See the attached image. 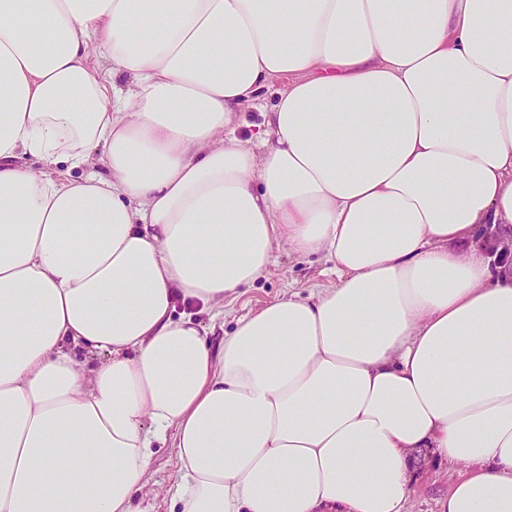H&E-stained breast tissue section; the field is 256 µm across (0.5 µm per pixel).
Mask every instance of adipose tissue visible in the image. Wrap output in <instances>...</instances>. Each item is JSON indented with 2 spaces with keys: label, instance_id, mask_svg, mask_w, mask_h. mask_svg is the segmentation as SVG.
I'll return each instance as SVG.
<instances>
[{
  "label": "adipose tissue",
  "instance_id": "obj_1",
  "mask_svg": "<svg viewBox=\"0 0 512 512\" xmlns=\"http://www.w3.org/2000/svg\"><path fill=\"white\" fill-rule=\"evenodd\" d=\"M510 240L512 0H0V512H512ZM265 104L267 105V111L256 108L248 107L242 113V124L237 130V135L242 139H250L257 131V126L262 124L265 117L262 112H269V107L272 105L274 95L270 92H265ZM330 267L331 264L321 256L288 257V251L282 250L279 263L271 267L255 285L241 289L233 303L225 307L228 313L224 320L215 321V330L210 339L217 344L224 334L231 333L236 317L274 298L288 295V290L304 295L309 288H326L334 284L336 277L330 272ZM155 448V455L150 469L149 487L159 497L161 504L158 511H170V499L176 478V462L173 448ZM460 469H448L447 464L420 466L415 472L409 500L411 512L441 511V502L459 477Z\"/></svg>",
  "mask_w": 512,
  "mask_h": 512
}]
</instances>
